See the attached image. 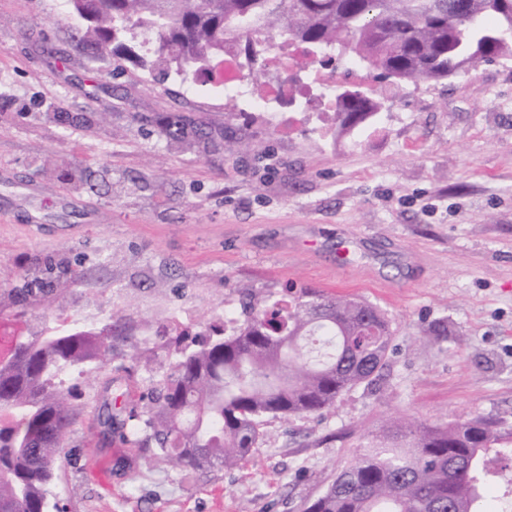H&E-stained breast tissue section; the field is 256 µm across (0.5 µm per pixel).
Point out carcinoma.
Returning <instances> with one entry per match:
<instances>
[{
	"mask_svg": "<svg viewBox=\"0 0 512 512\" xmlns=\"http://www.w3.org/2000/svg\"><path fill=\"white\" fill-rule=\"evenodd\" d=\"M86 25L72 38L99 57L143 71L173 69L199 79L244 44L248 74L265 91L271 42L311 73L345 60L384 78L438 82L481 61L512 59V0H68ZM340 126L375 114L374 90L335 96ZM156 134L195 145L200 126L163 118ZM67 181L88 185L75 165ZM195 350L171 341V372L143 410L109 413L132 450L185 471L231 469L255 448L268 418L320 413L387 364L392 329L373 305L304 290L258 309L244 300L237 327L212 328ZM132 339L109 326L61 328L14 339L0 357V512H47L48 492L75 424L76 397L56 382L65 369L112 360ZM512 473V425L474 416L436 425L399 420L344 467L305 512H486L489 494Z\"/></svg>",
	"mask_w": 512,
	"mask_h": 512,
	"instance_id": "carcinoma-1",
	"label": "carcinoma"
}]
</instances>
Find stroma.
<instances>
[{
  "label": "stroma",
  "mask_w": 512,
  "mask_h": 512,
  "mask_svg": "<svg viewBox=\"0 0 512 512\" xmlns=\"http://www.w3.org/2000/svg\"><path fill=\"white\" fill-rule=\"evenodd\" d=\"M65 0H0V331L101 326L137 349L62 374L80 396L51 486L64 512H302L400 416L512 425V60L432 83L334 70L378 88L353 133L335 113L271 129L203 78L113 75L71 39ZM48 112L68 115L49 123ZM170 114L208 143L171 149ZM241 141L225 150L228 139ZM79 163L92 188L64 181ZM348 246L340 264V246ZM356 297L394 331L382 378L312 416L273 419L238 467L185 473L99 443L105 402L135 405L170 371L166 344L243 297L289 287ZM26 289L18 301L16 289ZM443 338L429 336L435 322Z\"/></svg>",
  "instance_id": "1"
}]
</instances>
